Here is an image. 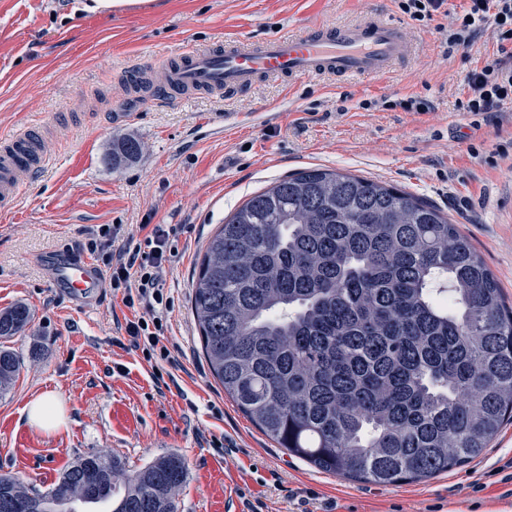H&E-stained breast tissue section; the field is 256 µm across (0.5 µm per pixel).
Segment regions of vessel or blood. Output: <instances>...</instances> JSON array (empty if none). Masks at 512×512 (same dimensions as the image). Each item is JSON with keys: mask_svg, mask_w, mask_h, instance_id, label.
Here are the masks:
<instances>
[{"mask_svg": "<svg viewBox=\"0 0 512 512\" xmlns=\"http://www.w3.org/2000/svg\"><path fill=\"white\" fill-rule=\"evenodd\" d=\"M410 44L401 25L377 13L349 25L322 24L261 41H230L215 48L190 47L174 55L168 66V92L222 95L244 92L264 80L287 84L313 77L378 78L408 55ZM52 161L31 128L0 140V205L10 206L22 191L21 176L46 169ZM52 281L74 296L103 286L90 260L41 257Z\"/></svg>", "mask_w": 512, "mask_h": 512, "instance_id": "b4317fda", "label": "vessel or blood"}]
</instances>
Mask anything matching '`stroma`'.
I'll use <instances>...</instances> for the list:
<instances>
[{
	"label": "stroma",
	"instance_id": "35a3bbf8",
	"mask_svg": "<svg viewBox=\"0 0 512 512\" xmlns=\"http://www.w3.org/2000/svg\"><path fill=\"white\" fill-rule=\"evenodd\" d=\"M92 0H0V138L35 126L52 165L23 177L0 210V311L25 305L30 322L1 342L21 358L0 395V474L39 490L77 457L107 451L136 470L165 452L183 455L179 512H512V423L470 464L436 477L380 486L319 471L266 437L212 378L191 313L202 250L225 216L277 179L306 168L351 173L423 198L458 224L512 303V104L503 121L463 112L464 77L496 57L491 28L454 57L397 0H151L91 10ZM375 11L404 28L413 54L379 79L264 81L223 98L161 101L164 59L187 45L262 40L299 24H346ZM147 76L129 91L127 70ZM428 101L407 112L404 100ZM228 115L216 128L214 119ZM142 144L107 164L118 138ZM118 224L136 235L168 224L172 265L163 318L171 361H146L115 340L133 317L122 291L88 308L55 288L35 255L82 252L88 230ZM53 392L66 423L44 432L24 408ZM222 434L231 454L209 447ZM319 498L303 504L304 492Z\"/></svg>",
	"mask_w": 512,
	"mask_h": 512
}]
</instances>
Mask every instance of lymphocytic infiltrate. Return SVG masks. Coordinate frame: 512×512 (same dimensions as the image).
Segmentation results:
<instances>
[{
	"instance_id": "1",
	"label": "lymphocytic infiltrate",
	"mask_w": 512,
	"mask_h": 512,
	"mask_svg": "<svg viewBox=\"0 0 512 512\" xmlns=\"http://www.w3.org/2000/svg\"><path fill=\"white\" fill-rule=\"evenodd\" d=\"M445 0H399V8L422 26L433 28L446 56L468 48L476 32L491 27L496 33L497 57L491 63L467 71L468 90L463 106L467 112L493 113L504 102H512V0H464L452 26L438 20ZM166 224L153 225L144 238L127 237L115 245L116 230L106 226L89 230L86 246L100 252L109 270L112 289L124 292L123 301L134 315L118 324L131 349L144 358L166 360L170 351L163 338L167 330L160 311L168 299L163 274L171 261Z\"/></svg>"
}]
</instances>
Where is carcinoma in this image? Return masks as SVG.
<instances>
[{"mask_svg": "<svg viewBox=\"0 0 512 512\" xmlns=\"http://www.w3.org/2000/svg\"><path fill=\"white\" fill-rule=\"evenodd\" d=\"M141 152L124 138L112 160ZM191 309L210 372L288 454L350 479L421 480L479 456L512 418V309L458 226L425 200L336 170L274 182L224 219ZM22 304L0 338L22 332ZM20 359L0 349V394ZM175 452L129 471L78 457L46 491L0 474L19 512H178Z\"/></svg>", "mask_w": 512, "mask_h": 512, "instance_id": "obj_1", "label": "carcinoma"}]
</instances>
